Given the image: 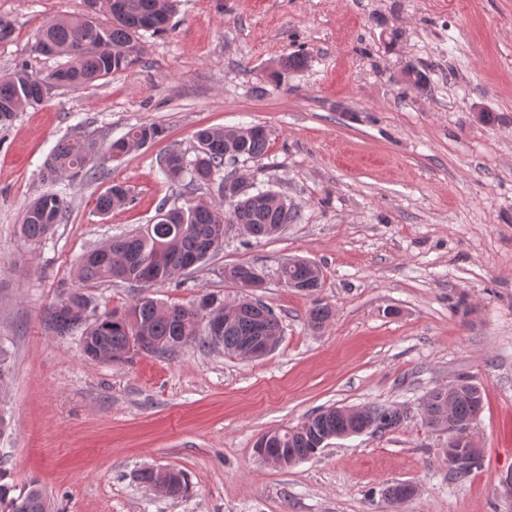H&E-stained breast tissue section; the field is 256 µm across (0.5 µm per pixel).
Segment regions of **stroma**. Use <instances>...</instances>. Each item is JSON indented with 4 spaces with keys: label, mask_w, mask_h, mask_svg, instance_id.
<instances>
[{
    "label": "stroma",
    "mask_w": 512,
    "mask_h": 512,
    "mask_svg": "<svg viewBox=\"0 0 512 512\" xmlns=\"http://www.w3.org/2000/svg\"><path fill=\"white\" fill-rule=\"evenodd\" d=\"M86 0H0L13 27L0 75L37 54L50 21L88 14ZM131 70L80 89L49 85L43 103L0 126V473L15 489L38 481L52 512H512V0H177L164 32L144 33ZM304 68L271 77L292 54ZM414 64L429 78L404 81ZM161 137L119 159L106 147L129 126ZM261 125L266 155L237 167L296 214L270 239L229 229L196 269L144 289L87 288L89 318L139 296L189 304L213 294L262 301L279 318L276 350L252 359L223 348L85 359L78 335L45 313L72 286L78 259L184 205L183 184L159 159H194L197 129ZM96 142L93 177L63 181L67 223L32 245L19 225L49 191L41 166L59 140ZM127 185L132 206L100 215L96 198ZM291 258L316 263L311 294L284 286ZM265 276L242 288L226 268ZM329 321L309 324L314 303ZM472 376L483 408L471 431L478 468L451 479L445 431L427 426L436 387ZM386 405L402 424L329 440L282 468L258 458L257 438L330 406ZM184 471L172 499L143 488L144 467ZM416 486L395 505L382 491Z\"/></svg>",
    "instance_id": "35a3bbf8"
}]
</instances>
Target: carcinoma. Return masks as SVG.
Instances as JSON below:
<instances>
[{
	"instance_id": "cac0c4a2",
	"label": "carcinoma",
	"mask_w": 512,
	"mask_h": 512,
	"mask_svg": "<svg viewBox=\"0 0 512 512\" xmlns=\"http://www.w3.org/2000/svg\"><path fill=\"white\" fill-rule=\"evenodd\" d=\"M94 14L87 18L54 20L39 34L35 51L47 57L63 58L65 62L40 78L20 64L10 73L0 76V106L8 105L10 112H0V124L12 120L13 112H22L42 104L40 87L52 83L78 88L115 73L130 69L139 61L140 54L126 57L130 47L140 43L145 22L152 19L165 30L173 12L175 0H124L121 13L112 9V0H87ZM406 82L414 89L427 87V75L415 65L404 71ZM163 133L155 124H135L126 134L113 141L108 152L113 157L152 142ZM197 155L191 162L180 152H170L161 161V170L171 180L184 173L190 178L184 184V193L193 195L200 186L212 183L214 176L224 168V157L235 154L250 159L262 158L268 148V135L261 126L241 133L236 127H202L195 132ZM98 151L89 140H60L44 162L43 180L55 185L65 178L93 177L88 163ZM133 202L130 190L114 184L96 199V209L105 215L115 208ZM163 222L143 226L129 234L112 238L103 246L84 255L74 272L78 287L68 291L47 311L46 321L60 335L80 333L81 350L85 357L99 362H124L129 359L130 342L136 336L144 337L142 350L146 353L174 352L193 345L211 344L207 334L198 325L195 306L164 305L149 296L136 300L127 311H114L92 323H87L88 297L82 287L112 280L151 286L173 280L193 260L205 263L209 256L203 247L210 241H224L229 224H243L255 239L276 235L279 224H288L295 214L281 196L270 190L263 198L243 190L232 198L228 208L223 205L195 203L188 199L185 205L160 208ZM70 206L60 191H50L37 197L25 210L20 227L23 238L30 244L41 242L58 224L68 221ZM283 283L297 282L300 290L313 292L321 287L316 272L299 262L283 265L279 271ZM271 309L262 302L243 310L231 328L224 331L222 345L227 352L237 353L242 343L254 335L259 323L267 322ZM330 308L317 303L309 311L310 325L319 329L329 320ZM483 394L469 376L458 380L455 390L436 388L426 397V423L438 425L444 412L452 415L450 423L457 440L454 452L445 457L448 471L456 479L467 477L476 467L469 453L470 442L465 430L471 428L481 412ZM364 417L375 432L397 429L403 422L399 410L385 405L364 408ZM308 430L289 433L284 429L279 444L282 454L290 459L307 458L316 450L317 440L344 429V419L334 412L309 417ZM147 486L167 488L177 497L188 490L186 474L178 469L145 468L135 475ZM47 499L42 487L32 480L20 492L0 483V512H46Z\"/></svg>"
}]
</instances>
